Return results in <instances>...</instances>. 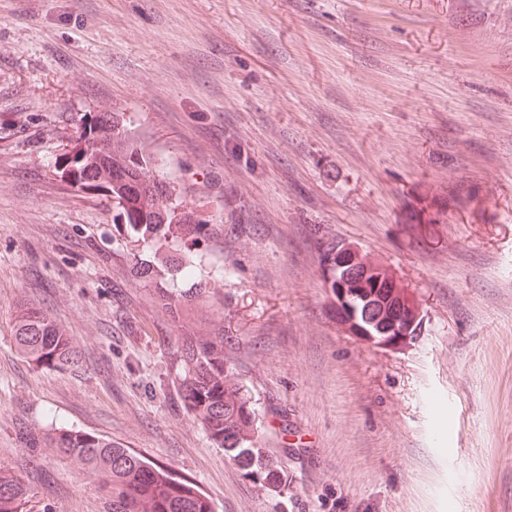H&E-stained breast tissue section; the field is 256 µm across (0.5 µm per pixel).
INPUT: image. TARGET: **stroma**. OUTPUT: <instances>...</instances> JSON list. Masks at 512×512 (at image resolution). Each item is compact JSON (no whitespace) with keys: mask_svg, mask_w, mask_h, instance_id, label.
<instances>
[{"mask_svg":"<svg viewBox=\"0 0 512 512\" xmlns=\"http://www.w3.org/2000/svg\"><path fill=\"white\" fill-rule=\"evenodd\" d=\"M104 111L179 184L198 242L156 246L61 176ZM317 235L414 293V341L341 327ZM202 285L199 319L158 302ZM25 303L77 337L72 366L17 352ZM204 321L277 480L186 414L176 350ZM60 425L216 512H512V0H0V466L29 512H107L31 446Z\"/></svg>","mask_w":512,"mask_h":512,"instance_id":"1","label":"stroma"}]
</instances>
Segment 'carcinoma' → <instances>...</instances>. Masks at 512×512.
Returning a JSON list of instances; mask_svg holds the SVG:
<instances>
[{
  "label": "carcinoma",
  "mask_w": 512,
  "mask_h": 512,
  "mask_svg": "<svg viewBox=\"0 0 512 512\" xmlns=\"http://www.w3.org/2000/svg\"><path fill=\"white\" fill-rule=\"evenodd\" d=\"M65 174L80 187L106 191L121 208L125 223L153 240L193 236L187 203L172 182L156 180L151 153L129 132L124 115L103 112L79 138ZM321 261L330 262L331 297L347 289L350 309L368 313L364 328L375 336L406 324L402 302L408 293L383 263L366 253L336 268V240L317 241ZM210 291L194 299L162 293V305L184 313L192 301L205 302ZM14 339L19 352L37 366L64 368L76 360L75 338L37 308L20 309ZM182 373V397L188 415L224 455L248 473L277 477L276 468L258 442V413L224 349V336H186L176 351ZM34 445L54 449L74 462L82 474L97 478L109 512H214L211 501L192 482L172 477L159 463L75 428L56 427ZM27 487L0 466V512H25Z\"/></svg>",
  "instance_id": "obj_1"
}]
</instances>
